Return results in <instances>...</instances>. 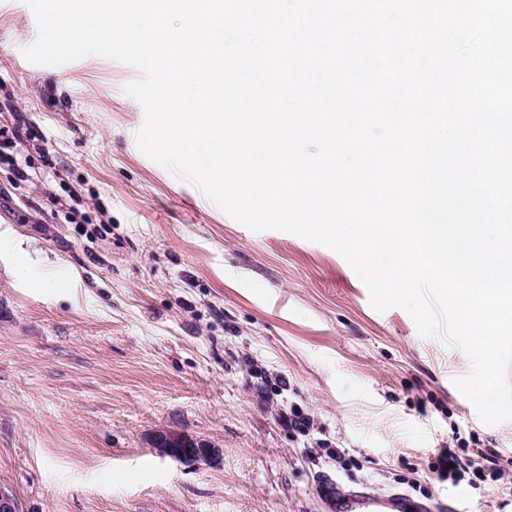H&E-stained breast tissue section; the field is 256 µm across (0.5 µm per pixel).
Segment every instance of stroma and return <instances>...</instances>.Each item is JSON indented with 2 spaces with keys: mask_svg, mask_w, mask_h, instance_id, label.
Returning a JSON list of instances; mask_svg holds the SVG:
<instances>
[{
  "mask_svg": "<svg viewBox=\"0 0 512 512\" xmlns=\"http://www.w3.org/2000/svg\"><path fill=\"white\" fill-rule=\"evenodd\" d=\"M37 33L23 0H0V121L34 137L25 178L0 166V483L22 512H325L322 474L512 512L510 494L435 475L457 435L512 484V421L484 424L453 384L465 354L373 309L338 252L252 232L150 161L123 91L138 71L30 63ZM294 407L309 435L281 423ZM166 429L222 454L160 456Z\"/></svg>",
  "mask_w": 512,
  "mask_h": 512,
  "instance_id": "stroma-1",
  "label": "stroma"
}]
</instances>
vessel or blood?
Wrapping results in <instances>:
<instances>
[{
    "label": "vessel or blood",
    "mask_w": 512,
    "mask_h": 512,
    "mask_svg": "<svg viewBox=\"0 0 512 512\" xmlns=\"http://www.w3.org/2000/svg\"><path fill=\"white\" fill-rule=\"evenodd\" d=\"M319 493L331 505L333 512H433L430 506L407 495L348 491L329 477L320 482Z\"/></svg>",
    "instance_id": "b4317fda"
}]
</instances>
